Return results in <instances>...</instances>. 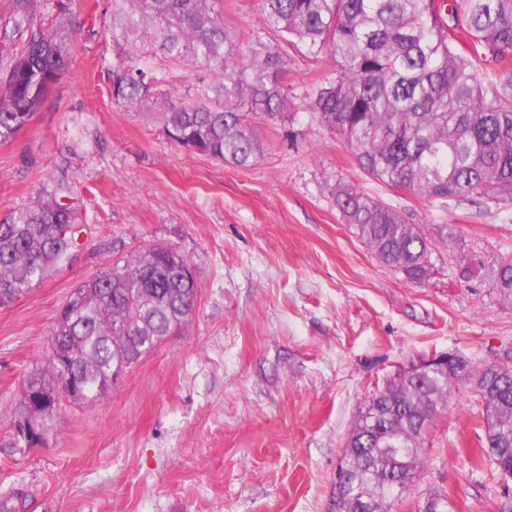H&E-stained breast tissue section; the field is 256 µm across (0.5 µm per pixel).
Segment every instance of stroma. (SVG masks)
Returning <instances> with one entry per match:
<instances>
[{"label": "stroma", "instance_id": "35a3bbf8", "mask_svg": "<svg viewBox=\"0 0 512 512\" xmlns=\"http://www.w3.org/2000/svg\"><path fill=\"white\" fill-rule=\"evenodd\" d=\"M69 67L31 121L0 142V218L31 205L67 170L82 235L73 259L0 307V501L13 512H330L347 438L370 397L410 361L458 353L512 358V300L491 286L512 257V207L440 204L364 175L313 113L258 121L263 155L241 168L183 152L136 110L112 101V67L137 58L111 0H68ZM240 35L264 24L258 0H215ZM296 98L325 63L276 35ZM196 100L205 67L155 60ZM402 211L430 243L429 276L385 266L341 220L336 182ZM177 246L199 286L182 330L104 398L65 400L44 444L12 448L24 375L49 348L70 293L151 246ZM482 406L460 383L434 418L424 468L392 512L432 492L451 512H499L512 478L471 465Z\"/></svg>", "mask_w": 512, "mask_h": 512}]
</instances>
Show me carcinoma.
I'll use <instances>...</instances> for the list:
<instances>
[{
  "instance_id": "1",
  "label": "carcinoma",
  "mask_w": 512,
  "mask_h": 512,
  "mask_svg": "<svg viewBox=\"0 0 512 512\" xmlns=\"http://www.w3.org/2000/svg\"><path fill=\"white\" fill-rule=\"evenodd\" d=\"M264 27L242 41L213 0H112V20L140 35L171 62L210 72L202 100L189 102L151 62L118 60L112 100L148 116L180 149L239 167L263 144L253 119L293 120L286 62L266 41L275 32L334 72L305 96L321 124L354 150L358 167L390 187L442 204L450 199L512 205V0H451L448 16L430 0H259ZM23 37L0 70V142L42 107L68 67L64 26L42 18L36 0H10L0 43ZM497 64L485 71L480 60ZM66 172L32 206L0 220V307L14 302L68 262L78 225ZM345 223L384 263L411 280L429 275V242L402 212L348 184L336 186ZM175 247H149L74 289L51 330L41 366L24 379L11 421L13 445L30 448L24 427L44 437L60 397L79 402L108 395L119 376L177 332L194 312L198 286ZM493 284L512 298V259L492 268ZM485 413L482 447L512 474V364L477 369ZM465 376L443 365L400 370L356 420L345 459L351 490L369 512H391L388 475L400 472L399 497L424 467V432Z\"/></svg>"
}]
</instances>
